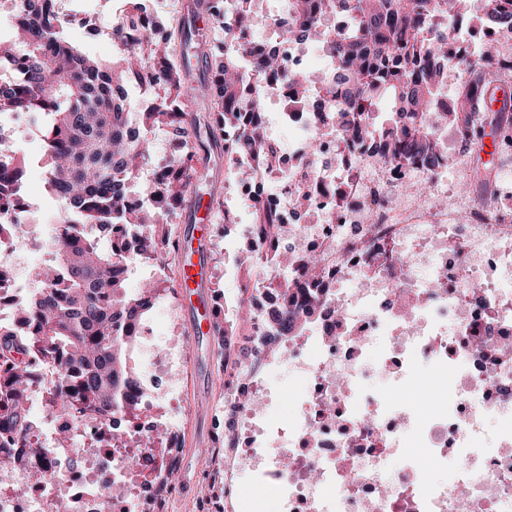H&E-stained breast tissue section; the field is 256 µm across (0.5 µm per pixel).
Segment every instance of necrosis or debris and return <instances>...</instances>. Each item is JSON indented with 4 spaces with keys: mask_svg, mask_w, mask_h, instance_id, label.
<instances>
[{
    "mask_svg": "<svg viewBox=\"0 0 512 512\" xmlns=\"http://www.w3.org/2000/svg\"><path fill=\"white\" fill-rule=\"evenodd\" d=\"M495 44L499 60L512 62V33L455 22L448 36L452 67L479 58ZM290 71L309 91L296 103L284 83L269 79L264 93L296 134L292 149L276 150L262 183L238 181L231 196L273 212L281 227L279 248L294 258L317 253L319 278L342 325L337 334L311 328L290 341L289 366L307 381L287 432L273 434L272 390L261 378L272 362L255 358L248 373L225 387L224 468L249 472L279 489V512H512V187L504 185L483 205L432 184L446 196L431 208L411 187L424 181L417 166L377 161L369 143L345 150L344 136L323 113L333 111L312 56L325 47L277 40ZM375 212L373 223L360 210ZM467 221H458L460 211ZM410 256L407 265L397 255ZM182 350L170 347L146 368L154 398L180 411L173 379ZM450 367L452 381L438 385L429 416L419 415L408 389L423 386L418 360ZM256 397L243 405L244 396ZM35 439L47 470L35 483L26 471L0 479V512H53L65 501L71 512H97L103 483L118 489L112 512H156L171 495L163 477L176 451L162 450L150 490L135 481L139 452L118 444L112 424L74 427L57 413ZM74 429L66 446L55 435ZM413 439L443 471L429 479L404 452ZM496 447H488L489 439ZM88 452L75 472L71 460Z\"/></svg>",
    "mask_w": 512,
    "mask_h": 512,
    "instance_id": "necrosis-or-debris-1",
    "label": "necrosis or debris"
}]
</instances>
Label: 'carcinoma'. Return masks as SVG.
Instances as JSON below:
<instances>
[{"instance_id":"obj_1","label":"carcinoma","mask_w":512,"mask_h":512,"mask_svg":"<svg viewBox=\"0 0 512 512\" xmlns=\"http://www.w3.org/2000/svg\"><path fill=\"white\" fill-rule=\"evenodd\" d=\"M234 23L214 13V0H190L177 33L163 34L138 13L120 25L126 54L117 64L80 51L62 36L68 21L60 18L54 0H15L18 46L1 60L11 61L10 73L0 75V114L27 113L47 120L44 149L50 165L48 185L68 220L49 234L52 261L49 272L37 273L38 288L22 301L12 317L0 319V469L16 471L28 460L9 448H23L32 434L29 402L36 365L54 359L64 367L67 383L48 401L50 412H66L79 428L104 422L115 413L136 415L138 368L133 358L137 326L157 296V283L148 281L128 293L124 276L126 249L118 242L107 250L95 228L112 233L121 222L131 231L132 254L164 264L170 255L166 233L171 213L185 210L197 198L196 188L210 181L219 161L224 173L242 180L255 178L262 166L249 161L270 160L274 148L265 136L263 98L255 75L277 77L292 85L293 96L305 86L288 72L274 50L236 34L238 27L277 26L284 39L310 38L327 46L336 65V78L346 91L336 95L333 121L344 136L358 141L379 139L382 159L391 164L415 160L428 172L447 155L441 129L466 130L465 149L473 155L463 193L484 204L495 194L501 166L481 161L484 139L512 143V99L493 110L496 92L512 87V75L498 71V48L483 50L487 59L466 65L458 77L457 110L439 112L435 100L448 83V60L441 46L452 18L464 12L467 0H297L290 3L314 22L328 13L347 16L349 29L329 36L307 25L296 27L258 11V0H230ZM213 15L211 28L224 31V46L212 36L200 39L195 18ZM478 18L512 31V0H482ZM179 36L180 56L172 39ZM160 80L174 98L195 109L172 111L162 101L131 120L127 84ZM387 97L393 109L388 130L379 127L375 102ZM240 130L227 142L220 127ZM175 126L186 152L173 158L168 178L160 185L164 207L145 214L126 209L127 185L151 157L146 131ZM24 163L0 166V205L17 207V218L0 219V235H16L23 223L20 183ZM255 223L269 240L280 234L275 215L253 208ZM319 259L305 260L306 276L283 280L269 294L264 314L274 334L287 340L315 322L327 289L312 282Z\"/></svg>"}]
</instances>
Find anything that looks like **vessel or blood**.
Instances as JSON below:
<instances>
[{
	"label": "vessel or blood",
	"instance_id": "vessel-or-blood-1",
	"mask_svg": "<svg viewBox=\"0 0 512 512\" xmlns=\"http://www.w3.org/2000/svg\"><path fill=\"white\" fill-rule=\"evenodd\" d=\"M190 225L177 238V249L188 255L189 260L180 270V295L184 314L189 319L193 336L214 335L217 310L209 298L208 257L212 248L213 225L208 202L193 205Z\"/></svg>",
	"mask_w": 512,
	"mask_h": 512
}]
</instances>
